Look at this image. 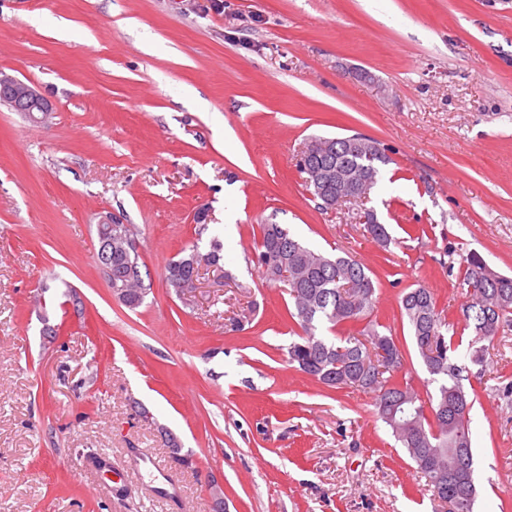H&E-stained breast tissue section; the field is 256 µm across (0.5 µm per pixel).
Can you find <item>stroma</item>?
I'll list each match as a JSON object with an SVG mask.
<instances>
[{
    "label": "stroma",
    "mask_w": 512,
    "mask_h": 512,
    "mask_svg": "<svg viewBox=\"0 0 512 512\" xmlns=\"http://www.w3.org/2000/svg\"><path fill=\"white\" fill-rule=\"evenodd\" d=\"M0 69L55 107L40 124L0 106V512H213L212 482L226 512H446L374 394L289 364L288 296L253 232L283 224L368 267L423 389L404 289L456 321L463 257L512 276V0H0ZM352 134L392 159L368 202L386 251L299 171L311 138ZM109 214L137 234L133 310L98 266ZM214 239L223 269L178 296L168 262ZM505 379L512 327L471 412L474 512H512ZM144 453L169 500L136 472ZM135 466L141 473L149 475L153 493L163 497L170 496V489L175 487L172 475L157 467L154 460L147 455L139 456L135 461Z\"/></svg>",
    "instance_id": "obj_1"
}]
</instances>
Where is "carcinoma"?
I'll return each instance as SVG.
<instances>
[{
	"instance_id": "1",
	"label": "carcinoma",
	"mask_w": 512,
	"mask_h": 512,
	"mask_svg": "<svg viewBox=\"0 0 512 512\" xmlns=\"http://www.w3.org/2000/svg\"><path fill=\"white\" fill-rule=\"evenodd\" d=\"M391 163L386 149L374 140L347 139L325 149L301 152L299 169L306 190L318 207L325 198L361 195L336 188V180L310 185L317 172L330 175L354 169L377 187L385 166ZM364 229L383 249L392 239L371 211L365 212ZM224 245L217 240L203 252L194 244L189 252L167 266V280L179 293L194 289L201 263H220ZM254 262L274 282L288 280V316L297 328L298 340L288 345V362L298 371L332 389L345 387L376 396L378 415L395 441L405 449L416 471L426 479L432 495L449 506L448 512H473L477 491L470 413L477 399L470 380H482L457 362L456 351L470 333L467 350L475 365H484L486 354L499 331L512 327V277L490 269L476 254L463 259V284L468 302L461 307L463 327L440 316L434 294L419 286L403 293L399 307L417 349L435 385L423 397L405 378V351L392 330L374 318L376 288L369 269L349 256L317 250L292 234L283 224L258 225ZM102 273L110 288L125 284L128 297L121 303L130 309L144 301L147 287L142 278L137 248L122 241L112 243V260ZM364 324L362 330L332 340L323 335L342 326ZM469 385H464V382Z\"/></svg>"
}]
</instances>
